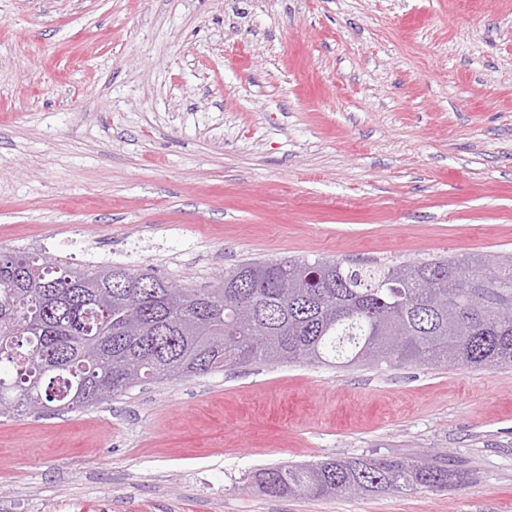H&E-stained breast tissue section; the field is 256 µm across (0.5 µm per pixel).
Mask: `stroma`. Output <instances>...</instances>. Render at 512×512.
Instances as JSON below:
<instances>
[{
  "label": "stroma",
  "instance_id": "1",
  "mask_svg": "<svg viewBox=\"0 0 512 512\" xmlns=\"http://www.w3.org/2000/svg\"><path fill=\"white\" fill-rule=\"evenodd\" d=\"M0 248L207 288L512 251V0H0ZM445 457V491L251 475ZM0 512H512V367L253 363L0 418Z\"/></svg>",
  "mask_w": 512,
  "mask_h": 512
}]
</instances>
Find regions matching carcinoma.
<instances>
[{"label":"carcinoma","mask_w":512,"mask_h":512,"mask_svg":"<svg viewBox=\"0 0 512 512\" xmlns=\"http://www.w3.org/2000/svg\"><path fill=\"white\" fill-rule=\"evenodd\" d=\"M112 263L0 250V417L101 405L146 382L252 363L512 366V252L374 266L255 261L214 288H166ZM446 459H332L261 469L270 497L440 491Z\"/></svg>","instance_id":"obj_1"}]
</instances>
